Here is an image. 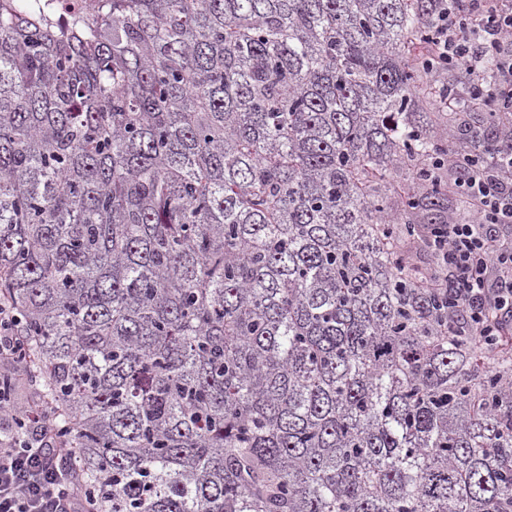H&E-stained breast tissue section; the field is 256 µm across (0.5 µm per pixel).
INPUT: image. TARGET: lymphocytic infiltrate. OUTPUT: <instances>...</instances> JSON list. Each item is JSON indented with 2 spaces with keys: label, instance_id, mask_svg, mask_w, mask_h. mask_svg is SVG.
Returning a JSON list of instances; mask_svg holds the SVG:
<instances>
[{
  "label": "lymphocytic infiltrate",
  "instance_id": "f902f5d3",
  "mask_svg": "<svg viewBox=\"0 0 512 512\" xmlns=\"http://www.w3.org/2000/svg\"><path fill=\"white\" fill-rule=\"evenodd\" d=\"M426 74L467 73L472 108L496 98L512 112V0H440L427 21ZM487 163L448 157L453 191L469 207L422 240L440 258L424 278L432 292H448L449 309L464 311L470 335L488 348L512 326V141L487 145ZM9 300L0 298V512H90L71 456L57 433V416L30 361ZM28 385L29 398L16 397Z\"/></svg>",
  "mask_w": 512,
  "mask_h": 512
}]
</instances>
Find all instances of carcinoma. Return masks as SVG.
Listing matches in <instances>:
<instances>
[{
	"label": "carcinoma",
	"mask_w": 512,
	"mask_h": 512,
	"mask_svg": "<svg viewBox=\"0 0 512 512\" xmlns=\"http://www.w3.org/2000/svg\"><path fill=\"white\" fill-rule=\"evenodd\" d=\"M435 8L0 0V296L93 512H512V335L408 253L450 216ZM97 0H25L41 13L53 15L57 24L68 26L76 17L88 14Z\"/></svg>",
	"instance_id": "1"
}]
</instances>
